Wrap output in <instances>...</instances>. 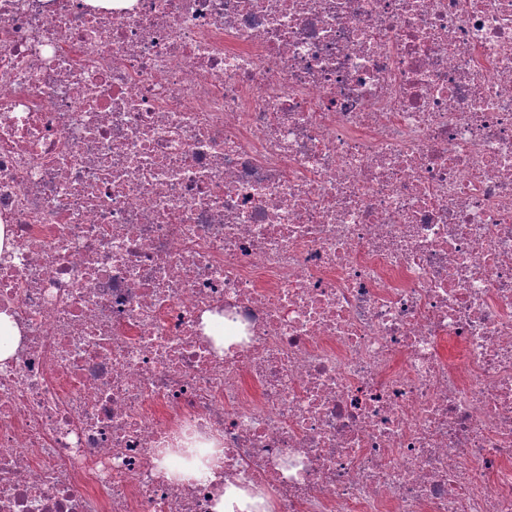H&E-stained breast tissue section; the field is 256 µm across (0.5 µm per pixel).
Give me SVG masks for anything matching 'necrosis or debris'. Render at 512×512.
I'll use <instances>...</instances> for the list:
<instances>
[{
    "instance_id": "1",
    "label": "necrosis or debris",
    "mask_w": 512,
    "mask_h": 512,
    "mask_svg": "<svg viewBox=\"0 0 512 512\" xmlns=\"http://www.w3.org/2000/svg\"><path fill=\"white\" fill-rule=\"evenodd\" d=\"M1 224L0 512H512V0H0ZM20 332L11 316L0 312V360L10 358L19 343ZM264 498L252 496L246 490L228 485L214 501L213 512H269Z\"/></svg>"
}]
</instances>
